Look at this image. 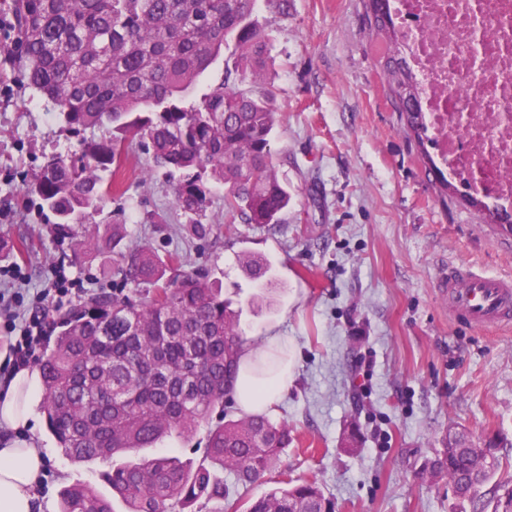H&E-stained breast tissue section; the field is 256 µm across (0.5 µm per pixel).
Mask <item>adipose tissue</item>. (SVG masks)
<instances>
[{
	"instance_id": "adipose-tissue-1",
	"label": "adipose tissue",
	"mask_w": 512,
	"mask_h": 512,
	"mask_svg": "<svg viewBox=\"0 0 512 512\" xmlns=\"http://www.w3.org/2000/svg\"><path fill=\"white\" fill-rule=\"evenodd\" d=\"M253 352L242 356L236 400L244 409L273 404L288 388V371L256 374ZM39 370L24 368L0 385V512H33L47 452L34 438L41 388Z\"/></svg>"
}]
</instances>
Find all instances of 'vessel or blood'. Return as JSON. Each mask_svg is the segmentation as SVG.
<instances>
[{
    "label": "vessel or blood",
    "instance_id": "b4317fda",
    "mask_svg": "<svg viewBox=\"0 0 512 512\" xmlns=\"http://www.w3.org/2000/svg\"><path fill=\"white\" fill-rule=\"evenodd\" d=\"M438 286L448 312L472 328L512 325V273H488L467 263L445 268Z\"/></svg>",
    "mask_w": 512,
    "mask_h": 512
}]
</instances>
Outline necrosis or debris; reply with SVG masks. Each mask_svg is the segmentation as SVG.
<instances>
[{"label": "necrosis or debris", "instance_id": "4bbe7bcc", "mask_svg": "<svg viewBox=\"0 0 512 512\" xmlns=\"http://www.w3.org/2000/svg\"><path fill=\"white\" fill-rule=\"evenodd\" d=\"M439 164L512 211V0H389Z\"/></svg>", "mask_w": 512, "mask_h": 512}]
</instances>
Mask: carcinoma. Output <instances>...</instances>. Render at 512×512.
<instances>
[{
    "instance_id": "1",
    "label": "carcinoma",
    "mask_w": 512,
    "mask_h": 512,
    "mask_svg": "<svg viewBox=\"0 0 512 512\" xmlns=\"http://www.w3.org/2000/svg\"><path fill=\"white\" fill-rule=\"evenodd\" d=\"M256 0H0V98L43 102L77 149L49 157L23 192L72 236L103 211L106 183L134 139L147 141L154 167L177 178V206L198 215L208 185L248 224L275 225L291 195L271 163L277 104L269 84L271 38L254 17ZM371 33L393 40L389 0H367ZM224 80L187 107L199 78L224 49ZM405 130L427 139L419 88L401 57L380 63ZM109 136L95 140L88 130ZM114 274L154 289L136 303L96 294L59 323L42 363L43 411L71 461L106 464L102 478L127 512H336L314 482L245 498L217 478L250 486L270 474L292 441L284 422L255 414L237 420L224 398L237 380L244 340L239 312L221 289L166 269L146 248L121 254ZM219 419L213 420V414ZM207 427L196 465L177 455L144 457L173 433L191 441ZM499 443L450 444L425 472L448 478L453 496L478 505L496 494ZM60 512H113L112 499L88 485L60 490Z\"/></svg>"
}]
</instances>
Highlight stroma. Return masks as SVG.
Returning a JSON list of instances; mask_svg holds the SVG:
<instances>
[{
	"instance_id": "stroma-1",
	"label": "stroma",
	"mask_w": 512,
	"mask_h": 512,
	"mask_svg": "<svg viewBox=\"0 0 512 512\" xmlns=\"http://www.w3.org/2000/svg\"><path fill=\"white\" fill-rule=\"evenodd\" d=\"M257 19L273 38L271 82L279 108L272 163L293 202L283 223H244L212 188L195 235L175 208L173 185L132 145L103 213L84 238L123 229L121 248L146 247L162 263L222 286L247 342L268 334L288 343V389L265 413L293 440L280 467L292 483L316 482L337 512H472L448 481L423 475L449 438L501 442L500 472L512 480V328L477 330L451 320L436 288L440 268L469 262L512 272V247L481 228L460 194L440 197L380 75L388 45L365 22L364 0H266ZM77 141L26 101L0 112V269L26 268L28 285L0 281V293L31 301L54 266L86 294L53 296L50 318L112 293V251L76 252L72 237L21 192L50 156ZM271 265L259 287L241 260ZM357 448H345L348 429ZM50 448L36 512L58 505L67 485L109 487L97 465Z\"/></svg>"
}]
</instances>
